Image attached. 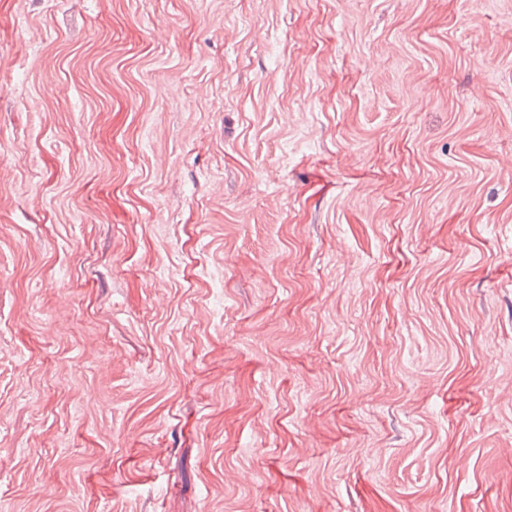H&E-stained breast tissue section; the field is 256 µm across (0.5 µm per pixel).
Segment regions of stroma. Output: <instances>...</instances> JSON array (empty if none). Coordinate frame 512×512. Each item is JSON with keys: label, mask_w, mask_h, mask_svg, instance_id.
<instances>
[{"label": "stroma", "mask_w": 512, "mask_h": 512, "mask_svg": "<svg viewBox=\"0 0 512 512\" xmlns=\"http://www.w3.org/2000/svg\"><path fill=\"white\" fill-rule=\"evenodd\" d=\"M0 512H512V0H0Z\"/></svg>", "instance_id": "obj_1"}]
</instances>
